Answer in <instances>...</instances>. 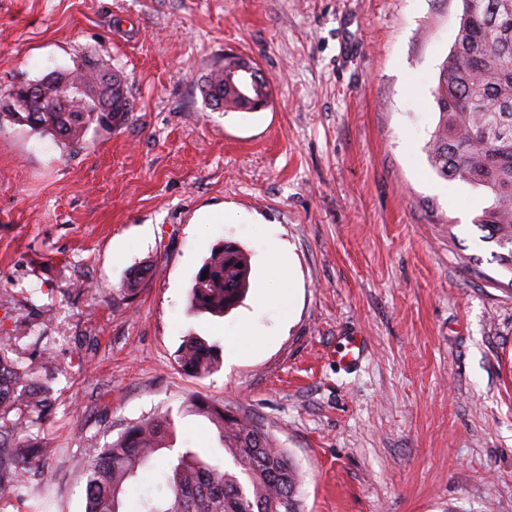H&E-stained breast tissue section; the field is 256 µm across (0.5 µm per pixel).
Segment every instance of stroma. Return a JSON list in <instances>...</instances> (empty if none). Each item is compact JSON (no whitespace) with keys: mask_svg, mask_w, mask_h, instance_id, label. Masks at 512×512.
Segmentation results:
<instances>
[{"mask_svg":"<svg viewBox=\"0 0 512 512\" xmlns=\"http://www.w3.org/2000/svg\"><path fill=\"white\" fill-rule=\"evenodd\" d=\"M462 0H0V93L92 54L127 79L126 124L68 149L0 121V327L41 337L23 365L55 406L52 512H84L89 441L171 413L177 447L217 455L195 395L290 455L303 512H512V292L473 218L481 191L439 177L432 91ZM233 54L267 77L259 112L206 107ZM230 209L240 224H212ZM289 252L292 320L241 335L274 285L264 225ZM237 243L252 286L194 313L211 248ZM154 272L134 298V266ZM222 366L190 376L187 335ZM364 340L359 363L337 352Z\"/></svg>","mask_w":512,"mask_h":512,"instance_id":"obj_1","label":"stroma"}]
</instances>
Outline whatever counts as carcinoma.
<instances>
[{
    "instance_id": "cac0c4a2",
    "label": "carcinoma",
    "mask_w": 512,
    "mask_h": 512,
    "mask_svg": "<svg viewBox=\"0 0 512 512\" xmlns=\"http://www.w3.org/2000/svg\"><path fill=\"white\" fill-rule=\"evenodd\" d=\"M500 0H463L453 48L440 65L433 97L438 120L427 145L431 168L442 178L482 191L484 206L473 219L483 241L497 248L494 258L504 282L473 267L471 275L512 288V12L497 10ZM243 63L228 57L214 66L201 87L205 105L224 108ZM60 75L69 87L49 85L38 100L8 92L6 112L16 123L47 132L59 143L80 148L90 130H110L129 120L132 103L123 74L107 64L86 60ZM153 265L129 271L122 290L131 297L152 274ZM251 287L246 253L233 242L214 246L196 273L189 309L222 315L235 308ZM23 337L0 336V504L16 498L26 474L42 473L51 449L30 430L52 408L48 387L20 366ZM178 366L192 376L220 370L219 348L195 336L181 344ZM184 412L206 418L216 429L220 457H202L182 448L168 460V495L141 497V512H301L298 474L273 437L230 408L202 396ZM177 438L173 419L146 418L126 426L106 446L84 449L86 465L78 475L85 512H125L126 487L150 467ZM234 469H224V458Z\"/></svg>"
}]
</instances>
